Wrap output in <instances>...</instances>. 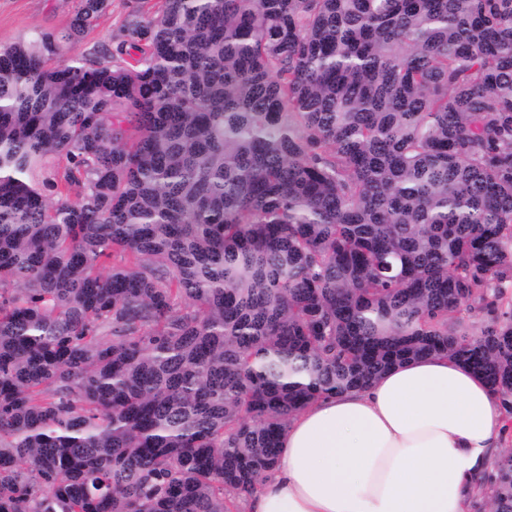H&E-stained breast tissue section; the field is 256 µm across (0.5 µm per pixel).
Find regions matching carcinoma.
I'll use <instances>...</instances> for the list:
<instances>
[{
    "mask_svg": "<svg viewBox=\"0 0 512 512\" xmlns=\"http://www.w3.org/2000/svg\"><path fill=\"white\" fill-rule=\"evenodd\" d=\"M78 2L0 44V512H234L418 358L512 395V0H158L71 54Z\"/></svg>",
    "mask_w": 512,
    "mask_h": 512,
    "instance_id": "obj_1",
    "label": "carcinoma"
}]
</instances>
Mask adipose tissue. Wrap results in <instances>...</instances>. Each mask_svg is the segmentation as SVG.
<instances>
[{
  "label": "adipose tissue",
  "mask_w": 512,
  "mask_h": 512,
  "mask_svg": "<svg viewBox=\"0 0 512 512\" xmlns=\"http://www.w3.org/2000/svg\"><path fill=\"white\" fill-rule=\"evenodd\" d=\"M512 404L445 357L397 365L291 418L245 512H470L494 474Z\"/></svg>",
  "instance_id": "1"
}]
</instances>
